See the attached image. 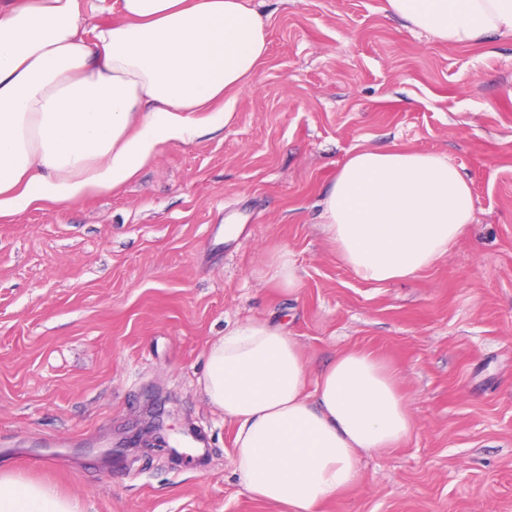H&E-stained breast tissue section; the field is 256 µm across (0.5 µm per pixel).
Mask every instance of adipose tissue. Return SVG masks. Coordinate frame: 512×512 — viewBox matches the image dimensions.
Here are the masks:
<instances>
[{"label": "adipose tissue", "instance_id": "adipose-tissue-1", "mask_svg": "<svg viewBox=\"0 0 512 512\" xmlns=\"http://www.w3.org/2000/svg\"><path fill=\"white\" fill-rule=\"evenodd\" d=\"M85 32V0H0V220L122 189L172 143L222 131L267 54L247 0H112ZM381 12L456 48L512 37V0H381ZM320 219L338 258L384 284L431 268L474 220L450 159L361 145L339 166ZM235 426L244 490L318 512L359 477L360 453L417 430L396 373L338 353L309 378L296 341L251 322L213 342L201 380ZM0 512H80L52 487L0 467Z\"/></svg>", "mask_w": 512, "mask_h": 512}]
</instances>
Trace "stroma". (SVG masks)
<instances>
[{
  "label": "stroma",
  "mask_w": 512,
  "mask_h": 512,
  "mask_svg": "<svg viewBox=\"0 0 512 512\" xmlns=\"http://www.w3.org/2000/svg\"><path fill=\"white\" fill-rule=\"evenodd\" d=\"M249 4L268 54L223 132L0 223V465L82 512H283L240 485L200 384L211 343L274 322L309 377L379 357L417 423L319 512H512V39L444 45L381 0ZM363 143L446 156L472 186L473 223L413 278L362 282L326 240L320 202ZM283 250L293 295L269 274ZM152 425L165 447H135Z\"/></svg>",
  "instance_id": "obj_1"
}]
</instances>
